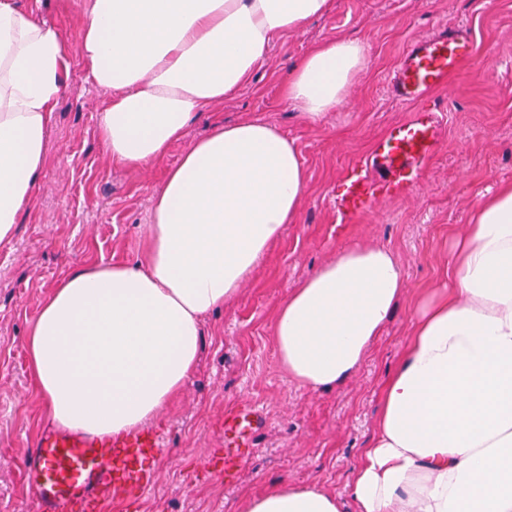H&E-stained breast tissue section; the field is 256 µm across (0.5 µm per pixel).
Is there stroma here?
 Wrapping results in <instances>:
<instances>
[{
    "instance_id": "stroma-1",
    "label": "stroma",
    "mask_w": 512,
    "mask_h": 512,
    "mask_svg": "<svg viewBox=\"0 0 512 512\" xmlns=\"http://www.w3.org/2000/svg\"><path fill=\"white\" fill-rule=\"evenodd\" d=\"M76 39L82 0H15ZM461 27L474 42L470 63L436 97L442 145L413 184L380 195L350 223L332 205L354 165L409 106L386 86L401 51L441 27ZM339 37L368 47L365 67L322 123L287 108L282 86L313 46ZM109 93L73 60L47 137L36 200L0 243V512H39L21 460L51 433L29 372L31 323L58 281L77 265L137 262L146 249L151 197L165 166L177 163L214 121L258 118L293 139L308 174L297 223L261 261L238 297L202 320L204 343L181 394L152 423L169 454L152 465L153 488L132 494L126 512H237L242 499L284 481L314 486L349 501L352 469L371 440L381 388L408 341L420 300L447 287L448 247L478 203L512 184V0H330L302 31L276 39L263 64L232 98L203 113L151 173L115 166L98 135ZM358 242L391 249L405 291L383 333L344 384L312 392L284 373L273 338L282 298L330 259ZM260 407L267 424L243 465L222 471L224 411Z\"/></svg>"
}]
</instances>
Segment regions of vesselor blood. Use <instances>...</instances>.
<instances>
[{
  "label": "vessel or blood",
  "instance_id": "1",
  "mask_svg": "<svg viewBox=\"0 0 512 512\" xmlns=\"http://www.w3.org/2000/svg\"><path fill=\"white\" fill-rule=\"evenodd\" d=\"M473 41L462 29H444L414 40L402 53L388 86L394 99L414 104L409 119L390 125L376 142L364 169L336 199L338 215L363 213L386 186L402 187L421 175L441 146L438 108L431 93L447 88L468 63ZM262 412L244 405L224 412V469L237 470ZM165 442L149 429L123 438L60 434L40 439L23 465L39 512H105L109 495L147 493L148 460L161 456Z\"/></svg>",
  "mask_w": 512,
  "mask_h": 512
}]
</instances>
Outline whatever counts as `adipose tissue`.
I'll return each instance as SVG.
<instances>
[{"label": "adipose tissue", "instance_id": "obj_1", "mask_svg": "<svg viewBox=\"0 0 512 512\" xmlns=\"http://www.w3.org/2000/svg\"><path fill=\"white\" fill-rule=\"evenodd\" d=\"M329 0H84L77 42L38 9L0 0V242L39 187L46 135L73 59L110 96L97 129L113 164H163L201 112L233 96L273 41ZM362 43L311 48L283 86L318 123L366 62ZM294 140L257 119L216 123L153 198L143 261L74 268L28 332L31 376L63 433L125 436L165 410L194 373L201 320L240 293L296 223L307 195ZM452 286L424 299L382 388L349 485L356 512H512V185L476 205L448 249ZM405 282L393 252L353 244L280 302L273 335L288 378L344 383L381 335ZM238 512H342L336 495L282 482Z\"/></svg>", "mask_w": 512, "mask_h": 512}]
</instances>
